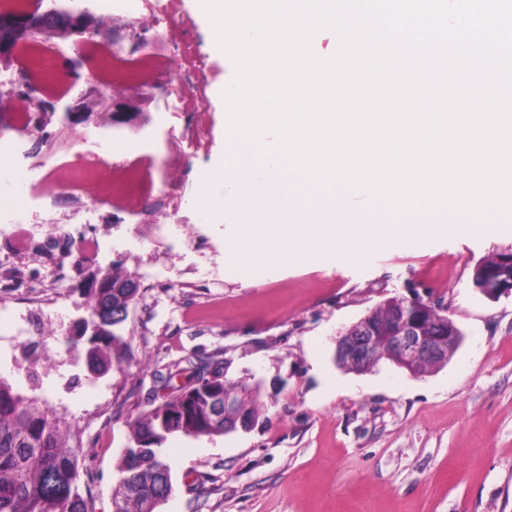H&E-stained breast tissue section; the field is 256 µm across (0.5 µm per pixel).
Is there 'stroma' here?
<instances>
[{"label": "stroma", "mask_w": 512, "mask_h": 512, "mask_svg": "<svg viewBox=\"0 0 512 512\" xmlns=\"http://www.w3.org/2000/svg\"><path fill=\"white\" fill-rule=\"evenodd\" d=\"M207 61L206 112H170L161 91L100 93L77 37L43 31L64 47L53 91L9 98L1 85L0 132L11 171L0 175V376L66 414L80 439L82 486L93 512H113L118 457L129 424L160 401L158 374L192 355L212 356L226 377L260 382V414L247 431L170 443L174 492L161 512H512V295L472 286L482 258L512 249L499 232L441 231L396 250L337 263L242 267L225 225L198 201L213 170L231 165L222 98L231 61L209 46L195 0H182ZM92 37L132 47L149 40L158 80L181 79L170 42L151 19L93 14ZM128 123L114 124L112 98ZM90 111L71 122L70 107ZM95 165L73 188L76 159ZM155 182L128 199L129 178ZM51 186L55 201L41 199ZM138 283L121 327L132 358L95 382L85 361L58 352L30 387L17 331L68 333L84 316L90 274L113 264ZM420 297L441 303L464 340L444 367L414 378L383 363L357 374L335 364L336 334L380 304Z\"/></svg>", "instance_id": "stroma-1"}]
</instances>
